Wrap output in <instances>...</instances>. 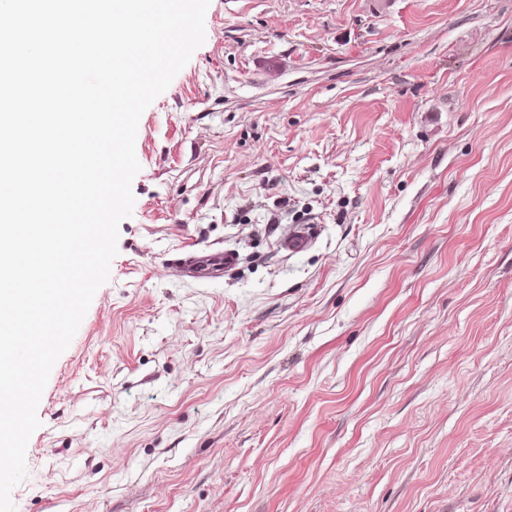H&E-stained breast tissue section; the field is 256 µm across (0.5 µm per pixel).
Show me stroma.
<instances>
[{
    "label": "stroma",
    "mask_w": 512,
    "mask_h": 512,
    "mask_svg": "<svg viewBox=\"0 0 512 512\" xmlns=\"http://www.w3.org/2000/svg\"><path fill=\"white\" fill-rule=\"evenodd\" d=\"M205 31L16 512H512V0H211ZM312 243L310 228L307 224H298L293 231L285 234L278 241L279 247L289 253H298L305 250ZM235 250L212 253H184L177 259L170 260L177 266L183 276L192 279H217L224 272L233 270L238 264Z\"/></svg>",
    "instance_id": "1"
}]
</instances>
